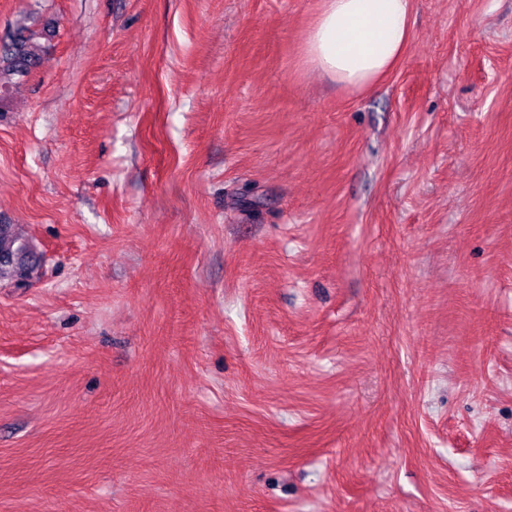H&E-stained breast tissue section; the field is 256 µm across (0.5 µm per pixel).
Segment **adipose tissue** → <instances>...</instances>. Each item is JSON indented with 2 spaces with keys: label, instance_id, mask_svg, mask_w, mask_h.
I'll return each instance as SVG.
<instances>
[{
  "label": "adipose tissue",
  "instance_id": "1",
  "mask_svg": "<svg viewBox=\"0 0 512 512\" xmlns=\"http://www.w3.org/2000/svg\"><path fill=\"white\" fill-rule=\"evenodd\" d=\"M411 5L412 0H323L304 43L308 63L340 85L369 88L404 55Z\"/></svg>",
  "mask_w": 512,
  "mask_h": 512
}]
</instances>
